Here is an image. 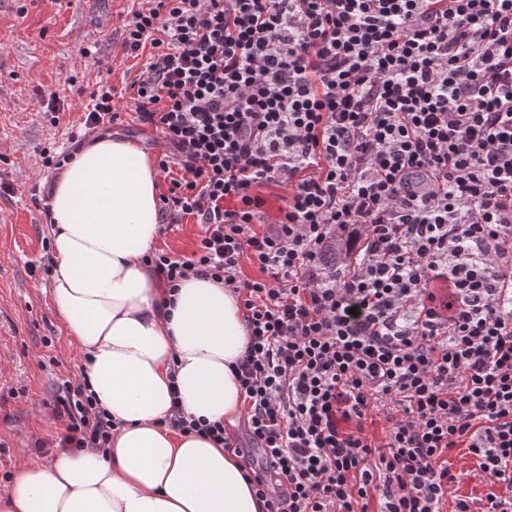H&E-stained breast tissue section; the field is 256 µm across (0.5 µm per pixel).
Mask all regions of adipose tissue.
<instances>
[{"mask_svg": "<svg viewBox=\"0 0 512 512\" xmlns=\"http://www.w3.org/2000/svg\"><path fill=\"white\" fill-rule=\"evenodd\" d=\"M158 174L136 143L105 136L52 190L51 298L112 418L107 452L63 450L14 477L0 512H263L241 458L160 424L172 394L186 415L237 417L232 363L247 331L236 297L189 277L173 305L144 263L158 237Z\"/></svg>", "mask_w": 512, "mask_h": 512, "instance_id": "adipose-tissue-1", "label": "adipose tissue"}]
</instances>
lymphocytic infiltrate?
Returning <instances> with one entry per match:
<instances>
[{
	"label": "lymphocytic infiltrate",
	"mask_w": 512,
	"mask_h": 512,
	"mask_svg": "<svg viewBox=\"0 0 512 512\" xmlns=\"http://www.w3.org/2000/svg\"><path fill=\"white\" fill-rule=\"evenodd\" d=\"M123 45L150 53L132 99L178 169L162 210L205 229L192 257L145 261L243 308L264 512H441L456 448L506 489L458 512H511L512 0H149ZM270 185L289 194L268 225ZM335 236L341 279L321 268ZM57 403L60 447L107 450L87 382ZM171 408L163 426L232 450L223 422Z\"/></svg>",
	"instance_id": "1"
}]
</instances>
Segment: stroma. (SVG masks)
<instances>
[{"label": "stroma", "mask_w": 512, "mask_h": 512, "mask_svg": "<svg viewBox=\"0 0 512 512\" xmlns=\"http://www.w3.org/2000/svg\"><path fill=\"white\" fill-rule=\"evenodd\" d=\"M145 0H0V499L14 475L29 464L48 463L65 431L56 415L64 381L79 382L83 357L58 318L44 273L51 239L44 198L57 175L45 155L74 151L72 131L82 129L90 95L100 83L115 90L121 114L113 137L136 142L160 160L161 135L141 125L131 100L132 83L146 55H127L124 26ZM60 107L58 124L47 115ZM156 248L191 256L201 226L189 215L170 214ZM43 448H36V441ZM455 477L443 512L459 500L504 494L489 481L467 449L448 454Z\"/></svg>", "instance_id": "1"}]
</instances>
